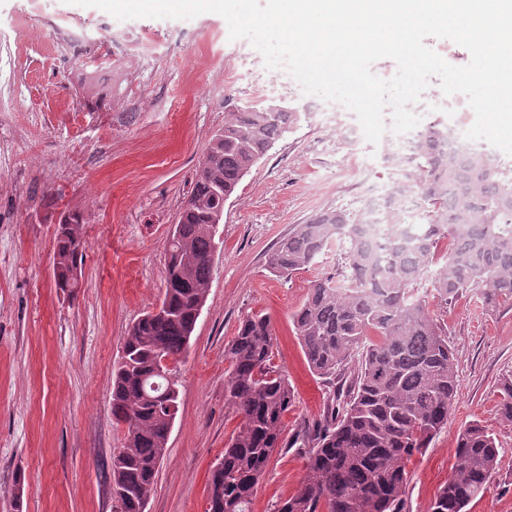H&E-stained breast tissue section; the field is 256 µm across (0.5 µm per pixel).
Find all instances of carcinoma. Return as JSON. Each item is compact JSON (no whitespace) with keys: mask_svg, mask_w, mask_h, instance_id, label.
<instances>
[{"mask_svg":"<svg viewBox=\"0 0 512 512\" xmlns=\"http://www.w3.org/2000/svg\"><path fill=\"white\" fill-rule=\"evenodd\" d=\"M298 113L249 108L225 116L211 139L184 205L165 262L171 269L163 313L135 321L123 337V356L112 371V419L124 429V446L112 457V484L124 492L121 512H146L178 408V380L153 374L168 359L171 373L183 361L206 302L216 251L213 224L224 214V196L297 120ZM414 185L427 204L426 222L411 244H391L375 256L360 240V218L324 211L297 224L267 255V267L290 276L309 268L329 241L349 243V284L320 281L291 321L311 370L336 379L351 368L337 410L319 424L307 452L299 489L275 512H399L411 458L429 447L448 421L457 394L446 328L415 294L427 264L443 244L448 258L432 281L448 299L482 289L494 309L512 299V169L490 156L460 157L448 149V126L434 122L412 144ZM82 212L64 215L55 238L54 279L74 292L83 271ZM273 332L262 313L246 316L225 348L230 361L224 403L240 417L213 467L207 512H249L275 448L283 418L294 403L288 378L271 366ZM497 412L512 425V375L498 384ZM499 462V446L477 423L458 435L455 463L431 512H465L482 496Z\"/></svg>","mask_w":512,"mask_h":512,"instance_id":"obj_1","label":"carcinoma"}]
</instances>
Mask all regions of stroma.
Masks as SVG:
<instances>
[{"label":"stroma","instance_id":"stroma-1","mask_svg":"<svg viewBox=\"0 0 512 512\" xmlns=\"http://www.w3.org/2000/svg\"><path fill=\"white\" fill-rule=\"evenodd\" d=\"M49 16L106 28L95 46L75 51L55 45ZM271 104L299 120L224 203L147 512H206L212 468L240 422L224 403V349L258 312L272 321L273 363L295 403L250 512H275L298 489L308 437L337 385L309 368L291 315L313 282L345 283L349 244L332 240L288 278L266 258L294 225L336 209L359 215L369 198L408 182L404 137L388 107L385 133L368 143L353 112L304 94L285 68H267L249 40H230L218 14L119 20L41 0L35 16L26 0H0V512H113L112 451L124 431L112 420V370L122 338L163 298L167 242L211 137L227 113ZM74 210L86 218V249L70 299L52 261L59 221ZM442 264L434 258L420 285L448 330L458 390L445 428L407 466L401 509L430 512L459 431L478 423L496 438L499 464L466 512H512V426L495 412L497 384L512 374V300L490 310L475 288L441 300L431 286Z\"/></svg>","mask_w":512,"mask_h":512}]
</instances>
